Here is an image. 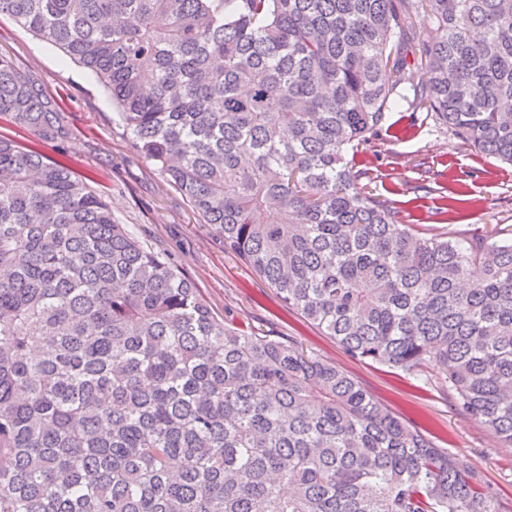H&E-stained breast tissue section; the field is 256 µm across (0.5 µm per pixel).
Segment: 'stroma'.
Returning <instances> with one entry per match:
<instances>
[{
  "label": "stroma",
  "mask_w": 512,
  "mask_h": 512,
  "mask_svg": "<svg viewBox=\"0 0 512 512\" xmlns=\"http://www.w3.org/2000/svg\"><path fill=\"white\" fill-rule=\"evenodd\" d=\"M0 55L38 73L66 114L65 145L77 172L107 192L112 214L191 279L226 322L293 339L336 364L384 407L426 430L470 463L512 512V448L455 407L445 368L433 361L404 371L349 356L331 337L285 310L274 289L256 276L193 211L185 198L131 146L112 99L94 76L55 47L0 15ZM371 175L367 186L397 203L422 237L489 232L512 224V165L479 154L439 128L425 110L392 108L380 137L354 156Z\"/></svg>",
  "instance_id": "obj_1"
}]
</instances>
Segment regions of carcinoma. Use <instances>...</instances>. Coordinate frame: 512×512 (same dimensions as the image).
<instances>
[{"instance_id": "cac0c4a2", "label": "carcinoma", "mask_w": 512, "mask_h": 512, "mask_svg": "<svg viewBox=\"0 0 512 512\" xmlns=\"http://www.w3.org/2000/svg\"><path fill=\"white\" fill-rule=\"evenodd\" d=\"M1 14L95 75L144 159L288 309L353 358L440 360L458 409L512 447V225L420 237L346 160L400 99L512 164V0ZM0 119L30 134L0 133V512H501L339 367L226 325L77 174L58 101L5 56ZM414 26L417 34L420 32L419 40L414 42L412 52L409 53L408 62L415 70L417 78H422V65H420V55L422 51V40H428L431 37V21L427 11L420 9L414 17Z\"/></svg>"}]
</instances>
